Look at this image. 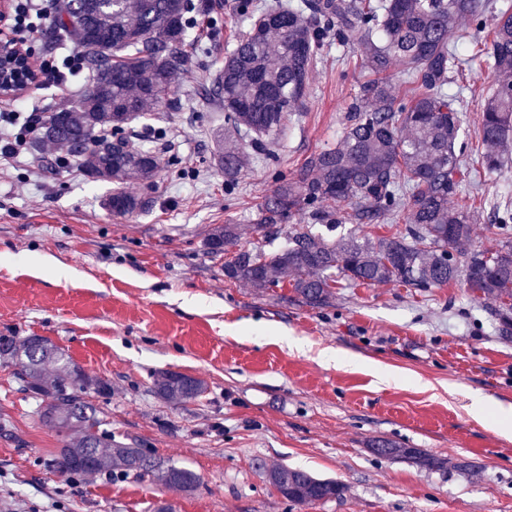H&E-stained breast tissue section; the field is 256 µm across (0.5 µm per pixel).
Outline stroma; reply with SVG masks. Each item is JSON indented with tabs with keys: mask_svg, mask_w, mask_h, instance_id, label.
Returning <instances> with one entry per match:
<instances>
[{
	"mask_svg": "<svg viewBox=\"0 0 512 512\" xmlns=\"http://www.w3.org/2000/svg\"><path fill=\"white\" fill-rule=\"evenodd\" d=\"M220 36L176 79L182 106L137 123L170 165L147 191L149 213L120 217L100 201L108 183L78 165L59 169V149L33 148L0 165V336H44L87 374L105 381L95 397L113 434L150 448L199 478L191 491L151 478L69 480L47 461L61 437L40 420V400L16 367L0 361V512H512V434L468 410V395L512 406V337L486 301L461 284L419 290L337 283L312 307L291 286L258 292L224 274L226 254L205 240L214 225L241 227L250 248L258 203L312 153L333 148L349 105L370 71L359 52L327 42L302 112L268 156L228 178L218 159L224 115L194 103L201 81L224 64L244 31L237 0H216ZM82 77L40 81L19 111L46 117L76 99ZM495 75L481 61L453 72L463 138L475 139ZM512 198V164L463 184L461 200ZM304 342L290 349L286 337ZM350 357L336 364L335 355ZM201 379L197 400L171 404L155 373ZM389 440L440 460L428 469L373 453ZM285 464L343 484L340 497L288 502L267 471Z\"/></svg>",
	"mask_w": 512,
	"mask_h": 512,
	"instance_id": "obj_1",
	"label": "stroma"
}]
</instances>
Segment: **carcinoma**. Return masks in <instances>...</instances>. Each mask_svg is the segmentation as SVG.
<instances>
[{
    "label": "carcinoma",
    "mask_w": 512,
    "mask_h": 512,
    "mask_svg": "<svg viewBox=\"0 0 512 512\" xmlns=\"http://www.w3.org/2000/svg\"><path fill=\"white\" fill-rule=\"evenodd\" d=\"M237 9L246 29L225 49L222 69L206 78L202 105L211 101L224 110L227 129L246 136L257 154L266 153L291 115L304 109L327 39L359 47L374 78L360 86L340 145L311 154L257 206V243L225 262V275L262 292L288 283L311 307L328 303L338 275L353 284L419 289L460 283L490 304L501 335L511 336L512 201L493 205L502 213L493 225L495 248L456 247L473 234L474 209L458 199L464 178L504 168L512 153V13H501L491 39L475 52L487 58L497 87L482 112L477 144L467 151L460 143L461 94L448 92L449 73L462 66L458 24L482 26L484 0H298L268 11L254 0H239ZM212 13L210 0H64L50 38L73 40L92 78L79 99L46 116L34 145L65 149L91 181L151 185L162 159L127 127L162 106H179L174 79L189 70L190 31L198 16ZM397 67L413 89L400 102L391 84ZM246 161L243 148H221L224 175L233 176ZM102 206L129 215L149 211L152 199L118 188ZM305 218L310 223H302ZM346 222L387 224L389 230L330 240L315 229ZM279 224L291 225L287 241L267 252L269 233ZM239 235V225L217 224L206 245L222 253ZM0 359L15 362L21 386L42 397L40 417L62 437L49 463L60 475L132 473L195 487L191 470L104 428L101 410L88 396L107 393L108 384L86 374L47 338L0 336ZM49 363L57 373H47ZM153 386L170 403L205 392L200 379L171 371L156 373ZM373 449L381 457L435 464L390 441ZM268 480L295 504L343 492L336 480L286 465L271 468Z\"/></svg>",
    "instance_id": "obj_1"
}]
</instances>
